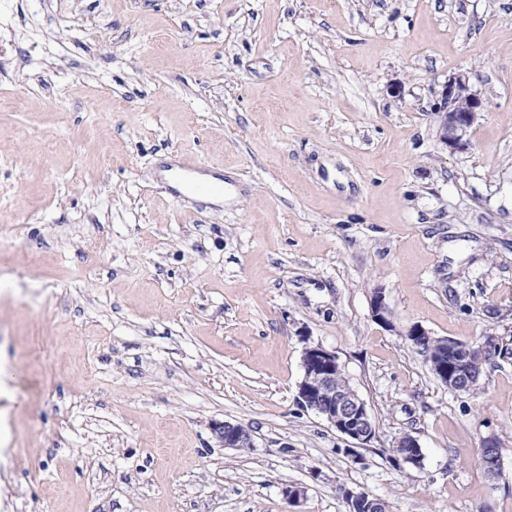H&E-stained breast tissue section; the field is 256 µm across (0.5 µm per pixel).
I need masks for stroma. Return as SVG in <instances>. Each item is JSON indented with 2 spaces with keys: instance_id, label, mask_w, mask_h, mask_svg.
Returning a JSON list of instances; mask_svg holds the SVG:
<instances>
[{
  "instance_id": "1",
  "label": "stroma",
  "mask_w": 512,
  "mask_h": 512,
  "mask_svg": "<svg viewBox=\"0 0 512 512\" xmlns=\"http://www.w3.org/2000/svg\"><path fill=\"white\" fill-rule=\"evenodd\" d=\"M415 324L512 348V0H0V512H512V356L455 393ZM317 344L357 455L297 400ZM484 107L466 76L449 79L434 104V112L441 114V142L452 149H467L471 144L469 131ZM302 378L298 384L300 405L325 420L356 446L347 452L357 455L376 435L366 403L349 386L336 354L320 345L306 346L301 357ZM339 374V375H337ZM337 375V376H336ZM337 387V388H336ZM213 435L227 448H251L253 439L245 427L229 421L214 422L211 427Z\"/></svg>"
}]
</instances>
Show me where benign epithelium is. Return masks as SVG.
Segmentation results:
<instances>
[{"label":"benign epithelium","mask_w":512,"mask_h":512,"mask_svg":"<svg viewBox=\"0 0 512 512\" xmlns=\"http://www.w3.org/2000/svg\"><path fill=\"white\" fill-rule=\"evenodd\" d=\"M483 101L472 91L469 80L458 75L444 85L440 99L434 104V112L441 115L440 140L452 149L464 150L470 146L469 131L480 112ZM372 317L381 325L392 326L383 289L378 288L372 298ZM495 341L482 344L457 346L443 339L444 350L428 355L427 363L434 376L453 392L467 393L474 384V377L467 369L472 356H484L492 349ZM302 378L298 384L300 405L325 420L346 440L355 444L347 449L357 456L356 449L363 447L376 435V427L366 403L355 390L336 388V375L343 373L336 354L320 345L307 346L301 357ZM213 435L226 448H250L253 439L245 427L229 421L212 424ZM394 447L408 450V456L421 464L422 451L418 440L406 434L400 437ZM351 506L364 507L365 512H381L382 501L351 490L343 491Z\"/></svg>","instance_id":"7a95c632"}]
</instances>
